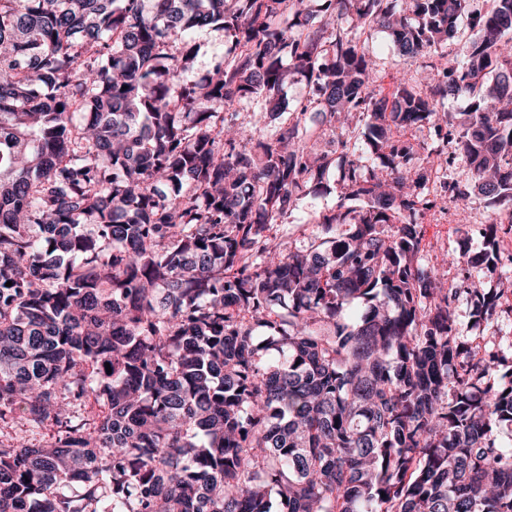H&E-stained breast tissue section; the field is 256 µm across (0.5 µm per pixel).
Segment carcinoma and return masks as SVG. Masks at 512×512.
I'll list each match as a JSON object with an SVG mask.
<instances>
[{
    "label": "carcinoma",
    "mask_w": 512,
    "mask_h": 512,
    "mask_svg": "<svg viewBox=\"0 0 512 512\" xmlns=\"http://www.w3.org/2000/svg\"><path fill=\"white\" fill-rule=\"evenodd\" d=\"M484 2L0 0V512H512V368L454 316L512 266V0ZM210 27L232 56L196 79ZM376 29L422 73L384 86ZM452 156L494 211L450 285L420 255L469 196ZM338 169L336 165L331 169L328 176L330 189L317 200L310 197H303L298 201L296 210L288 218L285 224H276L273 232L277 234L284 246L288 249V242H297V245H308L316 237V224H313V207L318 211H330L336 207V180L338 178Z\"/></svg>",
    "instance_id": "obj_1"
}]
</instances>
